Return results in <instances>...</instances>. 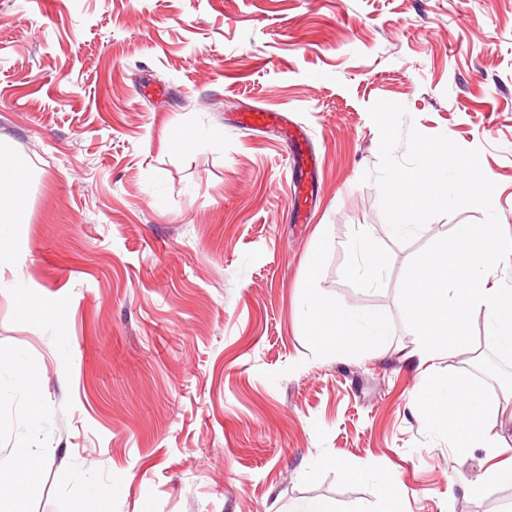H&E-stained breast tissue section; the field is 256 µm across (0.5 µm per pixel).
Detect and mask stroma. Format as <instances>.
<instances>
[{
    "label": "stroma",
    "mask_w": 512,
    "mask_h": 512,
    "mask_svg": "<svg viewBox=\"0 0 512 512\" xmlns=\"http://www.w3.org/2000/svg\"><path fill=\"white\" fill-rule=\"evenodd\" d=\"M379 100L479 149L512 234V0H0V147L28 192L0 241V459L38 461L25 512H384L380 478L406 512L512 507L510 483L461 485L512 466V415L490 425L509 452L463 457L413 408L429 374L476 373L481 320L422 364L398 297L415 255L484 213L394 238L361 180ZM254 106L306 128L303 199L283 131L237 126ZM362 225L387 258L373 287L344 274ZM307 297L382 316L385 343L325 352ZM502 480L512 482V467L508 469H500L497 467L489 468L478 475L475 480L465 481L462 487L466 494H477L486 486Z\"/></svg>",
    "instance_id": "stroma-1"
}]
</instances>
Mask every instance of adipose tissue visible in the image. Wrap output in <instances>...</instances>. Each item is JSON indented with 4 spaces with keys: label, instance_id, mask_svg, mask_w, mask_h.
<instances>
[{
    "label": "adipose tissue",
    "instance_id": "1",
    "mask_svg": "<svg viewBox=\"0 0 512 512\" xmlns=\"http://www.w3.org/2000/svg\"><path fill=\"white\" fill-rule=\"evenodd\" d=\"M24 213V192L17 164L0 152V238L10 236ZM345 274L355 280L374 282L386 259L367 235H358L346 247ZM304 316L311 335L326 350L339 355L375 351L387 336L384 319L360 315L314 299L305 303Z\"/></svg>",
    "mask_w": 512,
    "mask_h": 512
}]
</instances>
